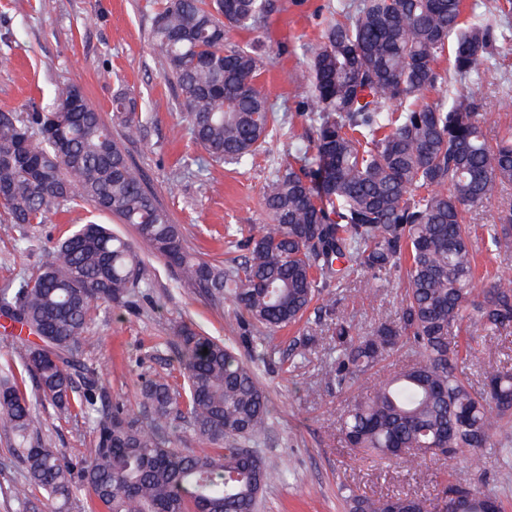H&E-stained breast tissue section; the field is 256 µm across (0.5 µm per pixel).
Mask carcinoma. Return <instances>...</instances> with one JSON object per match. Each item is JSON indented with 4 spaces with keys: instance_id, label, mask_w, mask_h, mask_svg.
<instances>
[{
    "instance_id": "1",
    "label": "carcinoma",
    "mask_w": 512,
    "mask_h": 512,
    "mask_svg": "<svg viewBox=\"0 0 512 512\" xmlns=\"http://www.w3.org/2000/svg\"><path fill=\"white\" fill-rule=\"evenodd\" d=\"M464 0H358L355 11L303 45L295 74L309 88L307 147L279 167L263 200L271 223L244 244L228 270L193 256L181 227L82 87L63 82L51 106L0 113V210L13 224H41L77 201L135 227L185 283L215 303L229 297L244 322L276 330L299 323L315 298L361 271L402 268L405 293L396 319L361 334L343 318L332 332L329 366L336 385L390 354L414 362L355 401L341 423L344 441L374 461L406 453L439 455L489 445L512 417V367H496L475 389L459 363L479 354L450 340L474 315L492 333L512 328V280L476 282L469 208L512 184V127L486 140L479 109L496 72L498 36L482 16H464ZM277 0H164L152 21L155 45L196 142L215 162L240 165L281 130L257 86V48L229 42L258 31ZM452 49L449 72L438 60ZM459 83L436 102L425 92ZM138 104L121 93L113 118L133 141ZM497 253L512 252V205L486 227ZM147 287L133 243L102 224L77 225L35 276L0 293L3 328L34 337L21 356L36 396L61 409L77 404L92 421L96 446L80 464L35 430L29 400L0 378V422L22 438L16 456L25 481L10 496L26 507L37 492L47 512H68L84 486L102 512H257L270 479L262 457L238 452L267 429L268 400L255 372L224 341L182 321L174 331L178 375L157 374L142 388L140 418L104 401L102 375L83 359L91 311L124 307ZM208 353H203V349ZM183 378L177 384V377ZM186 418L204 445L173 447V422ZM484 512L494 497L448 481V494ZM350 512H431L423 497L372 499L349 491Z\"/></svg>"
}]
</instances>
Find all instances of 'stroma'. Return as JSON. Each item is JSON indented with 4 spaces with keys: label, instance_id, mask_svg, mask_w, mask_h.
I'll return each instance as SVG.
<instances>
[{
    "label": "stroma",
    "instance_id": "1",
    "mask_svg": "<svg viewBox=\"0 0 512 512\" xmlns=\"http://www.w3.org/2000/svg\"><path fill=\"white\" fill-rule=\"evenodd\" d=\"M352 0H278L279 9L258 32H235L240 45H259L267 65L258 79L274 103L286 134L274 136L244 165L210 159L193 139L174 87L165 79L166 63L155 47L152 17L156 0H0V112H26L30 103L49 106L57 83L82 86L104 116L112 99L124 92L136 98L142 112L141 135L125 141L121 126L116 140L143 170L158 200L180 224L189 249L207 260L231 261L239 256L231 239L243 240L270 222L263 186L273 168L288 164L307 130L298 106L306 89L294 74L306 64L302 46L319 39L329 21L341 19ZM488 19L505 31L497 42L498 81L485 91L484 132L495 139L512 125V14L485 0ZM106 225L112 233L135 241L144 260L148 283L138 308L99 304L92 314L86 363L104 375L110 402L138 409L142 379L166 373L174 357L170 345L180 321L194 322L208 335L238 341L237 316L231 301L215 304L180 282L164 259L138 241L132 225L80 204L52 214L43 224L7 223L0 216V291L36 274L54 243L87 222ZM403 285L396 273L381 274L373 289L359 282L323 294L307 320L273 332L272 357L252 360L268 397L269 425L253 449L269 466L272 477L263 493L261 512H348L344 488L368 496L408 494L432 499L441 495L449 470L471 486L501 501L512 512V453L501 443L512 436V423L494 431L487 448L459 455L455 465L439 458L418 457L372 462L349 448L340 431V416L354 397L407 364L406 352L381 362L351 386L339 388L327 377L333 353L329 346L337 318L351 321L360 333L376 323L396 319ZM467 334L474 343L492 348L489 357L464 366L466 378L481 386L489 366L512 364V333L497 335L475 322ZM312 339L306 357L292 355L296 340ZM20 390L29 398L40 424L38 432L67 458H89L95 434L79 407L61 413L36 397L31 380ZM18 438L0 427V512H20L11 485L25 470L14 450Z\"/></svg>",
    "mask_w": 512,
    "mask_h": 512
}]
</instances>
